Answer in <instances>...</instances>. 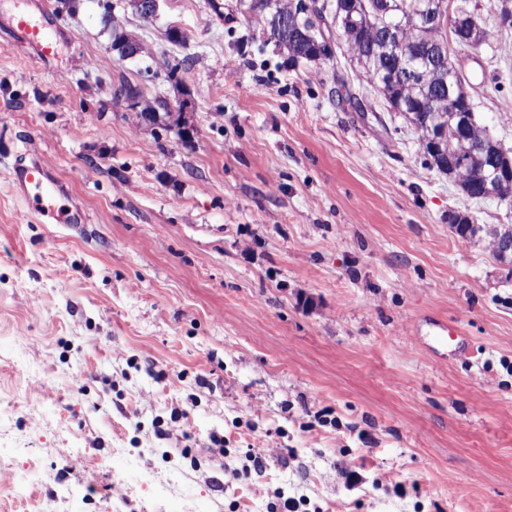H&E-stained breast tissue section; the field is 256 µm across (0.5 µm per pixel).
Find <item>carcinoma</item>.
Listing matches in <instances>:
<instances>
[{
  "label": "carcinoma",
  "instance_id": "carcinoma-1",
  "mask_svg": "<svg viewBox=\"0 0 512 512\" xmlns=\"http://www.w3.org/2000/svg\"><path fill=\"white\" fill-rule=\"evenodd\" d=\"M270 0H251L249 11L264 23L269 38L288 56V61L315 62L320 53L322 38L312 29L308 15L301 14L297 27L285 30L281 26V10L289 0H277L275 7H269ZM360 10L356 14L357 25L341 32L344 45L355 59L366 83L382 100L384 109L395 103H408L404 107L405 117L415 127L419 139L430 135V128L437 120L431 100V84L447 67L434 68L423 81L414 84L393 80L387 74V66L373 49V34L381 19L375 8L377 0H358ZM448 121V145L444 152L430 155L437 170L448 175L456 182L464 195L480 200L492 181L494 167L488 157L495 150L497 142L493 141L485 127L468 113L469 121L464 129L455 125L450 113H445ZM494 198L500 201H512V176L501 177L493 185ZM455 233L463 243L482 245L498 256L500 248L507 241H512V224L477 225L457 224Z\"/></svg>",
  "mask_w": 512,
  "mask_h": 512
}]
</instances>
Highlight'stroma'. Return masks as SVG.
I'll use <instances>...</instances> for the list:
<instances>
[{
    "label": "stroma",
    "mask_w": 512,
    "mask_h": 512,
    "mask_svg": "<svg viewBox=\"0 0 512 512\" xmlns=\"http://www.w3.org/2000/svg\"><path fill=\"white\" fill-rule=\"evenodd\" d=\"M479 5L451 57L512 155V25ZM18 11L56 16L51 63ZM333 71L239 0L0 6V512H512V269L448 223L512 204L462 194L355 69L367 112L337 106ZM24 152L85 223L14 196Z\"/></svg>",
    "instance_id": "1"
}]
</instances>
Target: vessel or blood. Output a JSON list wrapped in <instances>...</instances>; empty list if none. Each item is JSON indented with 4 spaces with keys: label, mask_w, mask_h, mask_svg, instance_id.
Masks as SVG:
<instances>
[{
    "label": "vessel or blood",
    "mask_w": 512,
    "mask_h": 512,
    "mask_svg": "<svg viewBox=\"0 0 512 512\" xmlns=\"http://www.w3.org/2000/svg\"><path fill=\"white\" fill-rule=\"evenodd\" d=\"M15 28L23 38L24 54L42 62L50 61L55 54L51 22H32L27 16L15 18ZM10 183L20 201L39 215L47 224H81L85 216L69 204L62 187L48 173L41 158L22 156L10 171Z\"/></svg>",
    "instance_id": "obj_1"
}]
</instances>
